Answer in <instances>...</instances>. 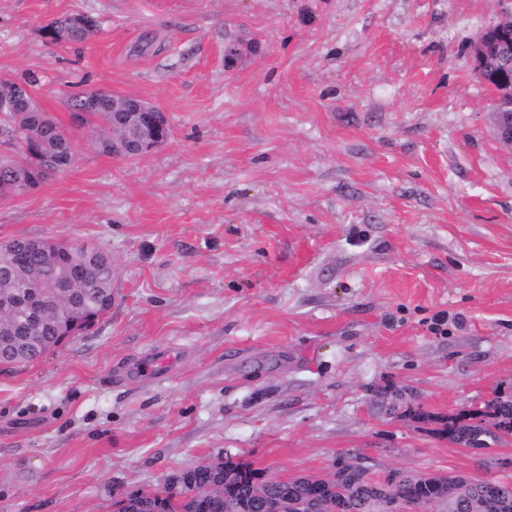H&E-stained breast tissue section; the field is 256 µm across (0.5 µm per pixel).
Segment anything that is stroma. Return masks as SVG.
I'll use <instances>...</instances> for the list:
<instances>
[{"mask_svg":"<svg viewBox=\"0 0 512 512\" xmlns=\"http://www.w3.org/2000/svg\"><path fill=\"white\" fill-rule=\"evenodd\" d=\"M498 0H0L75 164L0 200V242L112 258L106 317L0 366V512H112L226 456L512 480L443 419L512 387V148L470 46ZM69 14L95 39L54 44ZM134 95L172 135L100 152L66 100ZM166 359L160 377L138 373Z\"/></svg>","mask_w":512,"mask_h":512,"instance_id":"1","label":"stroma"}]
</instances>
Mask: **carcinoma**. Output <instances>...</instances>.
I'll return each mask as SVG.
<instances>
[{
  "instance_id": "carcinoma-1",
  "label": "carcinoma",
  "mask_w": 512,
  "mask_h": 512,
  "mask_svg": "<svg viewBox=\"0 0 512 512\" xmlns=\"http://www.w3.org/2000/svg\"><path fill=\"white\" fill-rule=\"evenodd\" d=\"M99 25L72 31L64 42L93 39ZM479 81L491 91L501 80L512 79V52L496 69L474 67ZM104 126L97 144L112 153V113H102ZM8 126L20 131L11 154L0 156V198L25 195L61 172L73 156L69 132L45 112H11ZM16 304L21 349L0 348V362L28 364L72 336L94 327L112 308V258L96 247L64 239H14L0 242V303ZM512 432V391L496 390L476 410L463 409L443 422L440 433L453 444L475 450L502 442L501 433ZM263 470L228 457L177 474L176 491L145 497L139 491L122 494L118 512H224V505L251 494V483ZM324 483L320 475L291 479L271 478L268 495L298 496ZM388 498L414 500L425 509L435 499L448 502V512H512V483L456 475H403L390 488L358 477L345 468L327 484L323 512H377Z\"/></svg>"
}]
</instances>
